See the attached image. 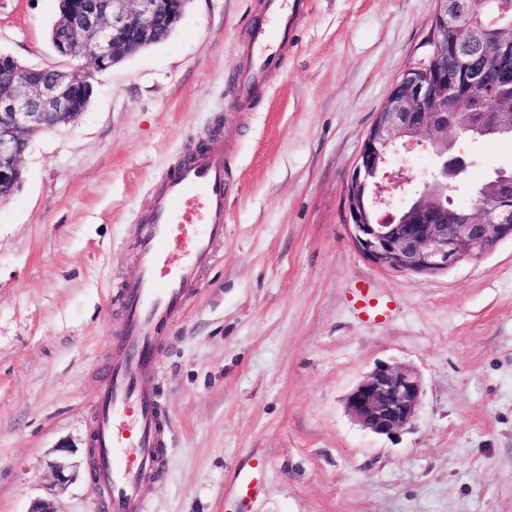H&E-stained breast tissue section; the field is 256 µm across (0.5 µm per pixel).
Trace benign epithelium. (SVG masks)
Wrapping results in <instances>:
<instances>
[{
    "mask_svg": "<svg viewBox=\"0 0 512 512\" xmlns=\"http://www.w3.org/2000/svg\"><path fill=\"white\" fill-rule=\"evenodd\" d=\"M191 0H60L54 24L56 52L75 64L72 70L35 67L0 52V202L23 183L21 159L33 135L60 124H74L87 110L91 80L124 58L166 40L183 19ZM431 22L433 52L422 67H409L393 84L365 134L358 162L345 187L346 223L354 246L372 263L399 272L436 274L462 260L490 252L512 239V180L488 182L480 197L446 218L442 199L461 175L462 162L442 161L432 180L411 201L400 220L395 198L408 193L411 178L389 170L391 151L412 150L425 138L435 154L448 151V112L463 105L482 108L489 90L512 110V25L504 27V56L488 74L460 60L474 30L463 24V0H437ZM456 39L448 41V28ZM422 381L409 366L380 363L349 393L346 407L365 430L399 432L417 414ZM53 488L65 490L77 477L72 447L57 448Z\"/></svg>",
    "mask_w": 512,
    "mask_h": 512,
    "instance_id": "7a95c632",
    "label": "benign epithelium"
}]
</instances>
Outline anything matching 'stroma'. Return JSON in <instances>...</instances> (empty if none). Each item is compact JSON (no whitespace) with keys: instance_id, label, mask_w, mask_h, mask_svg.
I'll return each instance as SVG.
<instances>
[{"instance_id":"obj_1","label":"stroma","mask_w":512,"mask_h":512,"mask_svg":"<svg viewBox=\"0 0 512 512\" xmlns=\"http://www.w3.org/2000/svg\"><path fill=\"white\" fill-rule=\"evenodd\" d=\"M59 0H0V51L65 66ZM436 0H307L280 62L238 79L266 0H191L164 42L94 80L74 124L34 135L0 202V512L46 496L56 449L77 479L57 512H106L85 464L94 398L123 327L121 283L161 175L224 141V239L156 348L170 442L149 512H225L224 487L264 455L249 512H512V240L448 271L383 269L352 244L344 186L403 71L433 51ZM389 302L359 316L353 289ZM423 394L377 435L345 399L377 363Z\"/></svg>"}]
</instances>
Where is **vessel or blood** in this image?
<instances>
[{
    "instance_id": "vessel-or-blood-1",
    "label": "vessel or blood",
    "mask_w": 512,
    "mask_h": 512,
    "mask_svg": "<svg viewBox=\"0 0 512 512\" xmlns=\"http://www.w3.org/2000/svg\"><path fill=\"white\" fill-rule=\"evenodd\" d=\"M304 6L305 0H267L272 25L254 32L252 71L242 92L277 65L293 16ZM227 193L224 149L217 143L165 172L139 219V264L124 282L125 328L112 339V367L95 398L97 478L109 491L108 512H146L142 482L159 466L166 441L160 406L143 379L156 370L158 336L185 305L224 237ZM265 465L260 458L237 471L228 493L241 500L256 495Z\"/></svg>"
}]
</instances>
